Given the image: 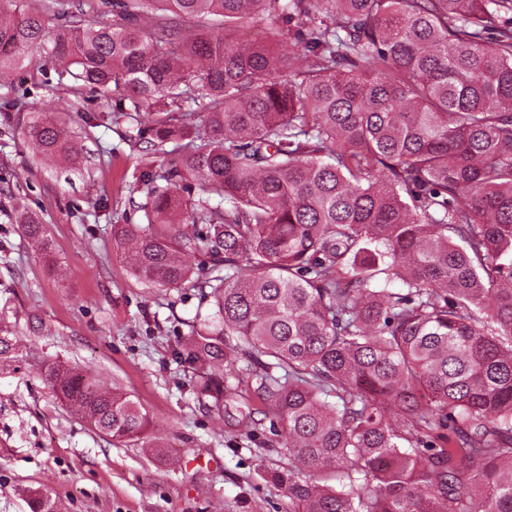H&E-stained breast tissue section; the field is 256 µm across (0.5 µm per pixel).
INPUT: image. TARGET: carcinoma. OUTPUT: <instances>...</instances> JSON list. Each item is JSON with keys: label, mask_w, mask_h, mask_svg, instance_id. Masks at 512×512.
<instances>
[{"label": "carcinoma", "mask_w": 512, "mask_h": 512, "mask_svg": "<svg viewBox=\"0 0 512 512\" xmlns=\"http://www.w3.org/2000/svg\"><path fill=\"white\" fill-rule=\"evenodd\" d=\"M102 12L112 23L93 19ZM208 16L224 32L183 34ZM260 16L265 41L234 36ZM34 52L112 111L141 113V142L171 156L147 226L112 236L133 243L135 278L209 302L181 352L202 369L191 391L247 426L270 420L288 465L263 478L289 512H512V0L1 12L0 79ZM25 136L42 159L78 163L53 122ZM189 180L205 200L173 190ZM19 229L51 246L35 218ZM21 360L1 330L0 363ZM38 375L116 443L150 426L131 394L82 369ZM26 504L67 512L41 487Z\"/></svg>", "instance_id": "obj_1"}]
</instances>
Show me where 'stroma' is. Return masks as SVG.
<instances>
[{"label":"stroma","mask_w":512,"mask_h":512,"mask_svg":"<svg viewBox=\"0 0 512 512\" xmlns=\"http://www.w3.org/2000/svg\"><path fill=\"white\" fill-rule=\"evenodd\" d=\"M58 70L37 55L0 85V330L26 360L0 367V512H29L25 491L38 486L67 512H288L261 476L284 461L269 421L245 428L199 402L197 370L175 359L202 309L196 289L146 286L112 238L113 225H146L161 156L139 141L136 113L112 111ZM36 117L81 147V169L36 154L23 136ZM23 213L45 224L51 255L21 236ZM45 361L130 392L148 437L117 444L90 430L39 379Z\"/></svg>","instance_id":"stroma-1"}]
</instances>
